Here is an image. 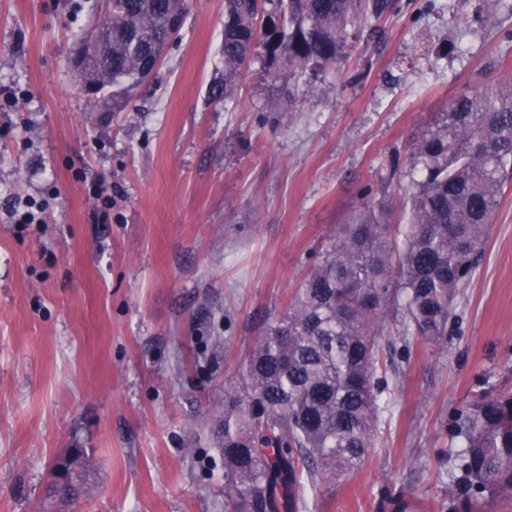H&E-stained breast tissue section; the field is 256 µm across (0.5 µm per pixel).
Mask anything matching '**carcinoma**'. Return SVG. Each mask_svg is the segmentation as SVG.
<instances>
[{"label":"carcinoma","instance_id":"1","mask_svg":"<svg viewBox=\"0 0 512 512\" xmlns=\"http://www.w3.org/2000/svg\"><path fill=\"white\" fill-rule=\"evenodd\" d=\"M392 7L389 0H224V88L261 49L288 84L342 58L357 31ZM185 0H112L85 49L82 80L91 106L143 81L164 48ZM402 240L387 213L355 211L298 289L288 313L245 357L243 389H224L217 432L224 456V510L304 512L306 486L357 469L375 447L388 379L378 372L381 319L390 297L406 301L403 333L448 335L454 302L485 244L505 179L512 173V84L454 97L443 121L420 136ZM465 441L461 477L448 499L463 512L512 498V390L475 396L454 417ZM87 449L71 461L72 481L46 500L81 496Z\"/></svg>","mask_w":512,"mask_h":512}]
</instances>
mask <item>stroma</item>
Segmentation results:
<instances>
[{
	"label": "stroma",
	"instance_id": "stroma-1",
	"mask_svg": "<svg viewBox=\"0 0 512 512\" xmlns=\"http://www.w3.org/2000/svg\"><path fill=\"white\" fill-rule=\"evenodd\" d=\"M395 2L311 86L254 58L224 100V0H188L153 78L94 112L74 60L98 0H0V512H43L72 448L91 472L58 512H224L216 430L249 346L351 212L402 224L450 101L512 82V0ZM20 198L45 223H13ZM404 313L377 444L308 512H443L445 420L512 389V180L447 336H402Z\"/></svg>",
	"mask_w": 512,
	"mask_h": 512
}]
</instances>
